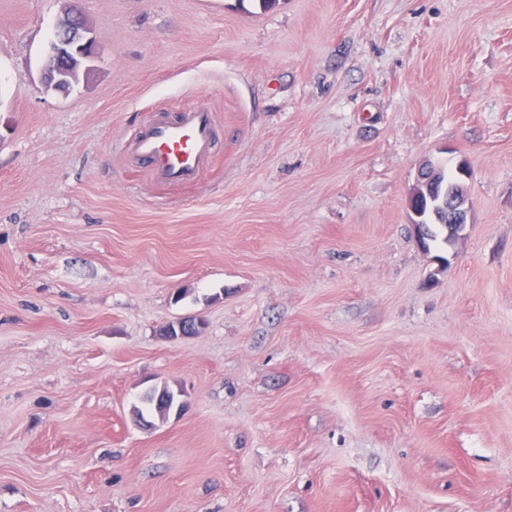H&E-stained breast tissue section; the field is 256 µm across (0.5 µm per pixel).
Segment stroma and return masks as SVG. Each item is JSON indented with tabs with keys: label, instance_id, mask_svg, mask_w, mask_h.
<instances>
[{
	"label": "stroma",
	"instance_id": "35a3bbf8",
	"mask_svg": "<svg viewBox=\"0 0 512 512\" xmlns=\"http://www.w3.org/2000/svg\"><path fill=\"white\" fill-rule=\"evenodd\" d=\"M78 4L64 94L70 0H0V512H512V0ZM188 101L215 157L155 188L117 145ZM76 27L78 32L74 37L73 31H68L65 27V19L55 26L54 36L49 39L47 49V60L44 68V80L50 88L62 90L69 83V78L61 76L57 69V63L60 59L64 65H73L74 70L78 68L82 60V45L93 44L96 46V38L92 30L85 24L83 18L76 13ZM432 200L436 198L439 203V213L443 219V224H436L432 205L427 198H422L415 202V209L421 214L422 242L426 251L431 249V244L438 241L437 232L430 230L429 225L440 226L444 229H460L467 224V211L458 199L453 187L446 184L442 188L440 184L434 186L432 190Z\"/></svg>",
	"mask_w": 512,
	"mask_h": 512
}]
</instances>
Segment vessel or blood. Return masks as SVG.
<instances>
[{
  "label": "vessel or blood",
  "mask_w": 512,
  "mask_h": 512,
  "mask_svg": "<svg viewBox=\"0 0 512 512\" xmlns=\"http://www.w3.org/2000/svg\"><path fill=\"white\" fill-rule=\"evenodd\" d=\"M215 143L212 110L189 105L173 117L162 111L152 115L120 149L143 165L155 183L180 186L197 180Z\"/></svg>",
  "instance_id": "obj_1"
}]
</instances>
